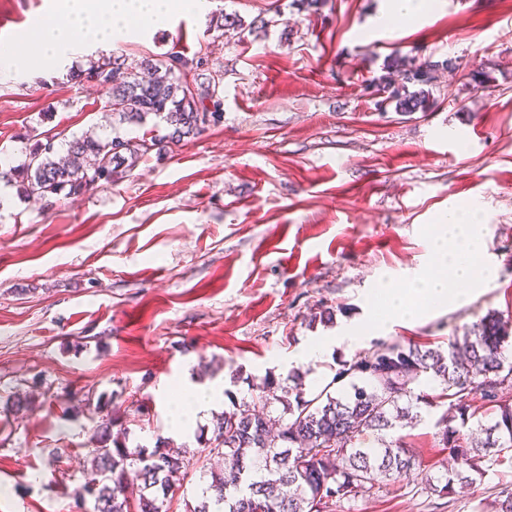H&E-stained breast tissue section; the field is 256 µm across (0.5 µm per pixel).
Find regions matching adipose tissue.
<instances>
[{"label":"adipose tissue","instance_id":"ef3b65f1","mask_svg":"<svg viewBox=\"0 0 512 512\" xmlns=\"http://www.w3.org/2000/svg\"><path fill=\"white\" fill-rule=\"evenodd\" d=\"M206 0H56L52 14L25 41L26 57L18 59L11 48H0V66L34 67L65 55L74 45L89 41L109 44L147 22L163 25L172 13L200 12ZM480 210L471 205L450 207L441 215L431 236L434 263L413 280L414 303H406L395 289H380L385 311L402 319H415L422 308H442L460 300L449 283L479 284L491 275L483 262L484 240Z\"/></svg>","mask_w":512,"mask_h":512}]
</instances>
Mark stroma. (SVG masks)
<instances>
[{"label":"stroma","mask_w":512,"mask_h":512,"mask_svg":"<svg viewBox=\"0 0 512 512\" xmlns=\"http://www.w3.org/2000/svg\"><path fill=\"white\" fill-rule=\"evenodd\" d=\"M385 0H210L205 11L84 44L48 67L0 72V155L18 165L35 142L164 135L121 123L100 88L71 81L98 53L176 52L224 73V118L168 145L118 182L31 201L0 181V512H73L91 478L86 409L111 400L128 446L157 438L200 449L212 417L181 426L176 400L196 389L250 397L265 376L312 392L376 341L463 336L490 312L512 316V0H434L429 15L380 24ZM50 0H0V46L22 45ZM455 60L426 112L379 110L371 90L392 53ZM491 79L469 83L473 66ZM476 204L491 281L413 321H382L380 284L406 288L431 264L449 206ZM334 310L320 321L322 307ZM349 330L355 340L301 359ZM33 407L5 410L14 388ZM439 410L402 428L429 472L448 452ZM66 449L62 461L49 452ZM512 467L462 496L402 479L334 512H476Z\"/></svg>","instance_id":"35a3bbf8"}]
</instances>
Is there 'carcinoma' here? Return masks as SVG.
I'll use <instances>...</instances> for the list:
<instances>
[{
	"label": "carcinoma",
	"instance_id": "1",
	"mask_svg": "<svg viewBox=\"0 0 512 512\" xmlns=\"http://www.w3.org/2000/svg\"><path fill=\"white\" fill-rule=\"evenodd\" d=\"M442 68L450 70L452 64L388 58L377 83L385 97L377 105L392 104L401 114L427 111L428 88ZM69 78L103 90L121 122L160 118L170 143L201 136L223 116V73L204 69L201 57L170 53L128 61L102 53ZM163 139L85 135L66 143L64 157L50 139L35 144L19 166L1 170L0 179L17 181L27 198L83 193L123 178L150 153L161 154ZM511 338L512 320L491 312L465 336L448 339L446 351L434 342H379L309 395L299 384L282 387L268 376L257 394L232 400L215 416L206 456L162 438L151 449L129 447L120 416L102 412L99 402L88 409L96 477L73 489L75 506L81 510L90 499L93 512H169L174 479L198 471L209 479L201 499L186 504V512H332L338 500H354L421 469L422 461L402 438L387 435L400 422L421 421L422 408L442 405L446 411L435 422L436 435L455 467L425 477L423 489L439 497L462 493L484 480L493 464L512 459V401L505 398L512 389V359L505 347ZM351 375L361 380L352 384L353 396L336 395L334 385ZM423 376L440 393L417 391ZM477 400L494 419L482 428L485 437L475 439L453 422L466 421ZM275 403L282 413L274 416L267 408ZM368 432L377 433V447L360 444ZM131 485L139 488L134 500L127 495ZM490 512H512V489L499 492Z\"/></svg>",
	"mask_w": 512,
	"mask_h": 512
}]
</instances>
